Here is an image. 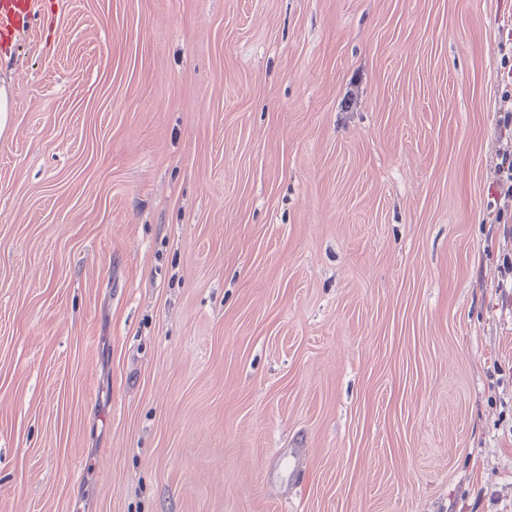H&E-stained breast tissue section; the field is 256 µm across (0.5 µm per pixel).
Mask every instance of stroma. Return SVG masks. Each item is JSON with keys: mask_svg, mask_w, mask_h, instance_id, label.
<instances>
[{"mask_svg": "<svg viewBox=\"0 0 512 512\" xmlns=\"http://www.w3.org/2000/svg\"><path fill=\"white\" fill-rule=\"evenodd\" d=\"M4 52L0 512H512V0H34Z\"/></svg>", "mask_w": 512, "mask_h": 512, "instance_id": "35a3bbf8", "label": "stroma"}]
</instances>
